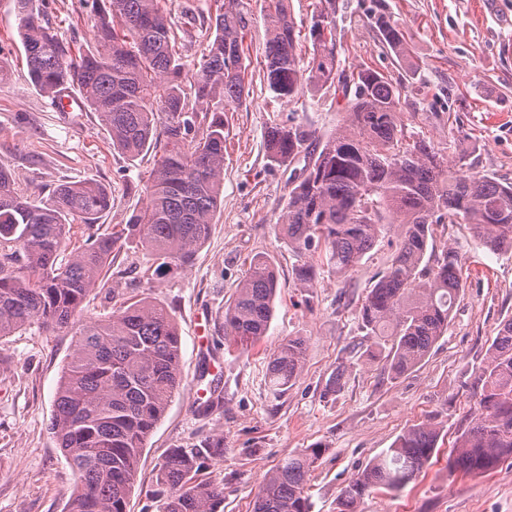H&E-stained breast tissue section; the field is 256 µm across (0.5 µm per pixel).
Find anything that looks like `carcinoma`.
<instances>
[{
  "instance_id": "carcinoma-1",
  "label": "carcinoma",
  "mask_w": 512,
  "mask_h": 512,
  "mask_svg": "<svg viewBox=\"0 0 512 512\" xmlns=\"http://www.w3.org/2000/svg\"><path fill=\"white\" fill-rule=\"evenodd\" d=\"M162 0H92L96 46L73 52L46 21L37 0H16L19 37L33 85L51 99L76 90L98 115L112 146L134 159L164 146L145 186L146 203L110 235H89L70 248V218L90 228L111 208L101 184L56 185L49 202L34 204L0 169V338L26 325L74 330L50 423L76 478L69 512H127L145 441L179 388L181 336L167 307L142 298L112 315L78 319L87 293L114 263L123 242L152 254L154 273L193 259L211 232L224 187L226 113L248 97L243 38L244 0H215V36L189 75L177 32ZM264 51L268 90L295 98L309 86L336 85L346 100L344 123L319 135L293 122L273 123L266 139L271 161L304 159L288 185L278 224L288 247L325 253L340 275L351 273L379 239L394 247L357 311L369 352L391 378L414 369L448 330L463 296L458 252L434 251V225L472 226L489 251L512 250V183L478 172L459 173L466 153L451 162L401 121L407 87L380 71H347L336 35V0H318L311 17L312 53L300 40L288 0H265ZM381 41L406 51L403 27L378 9ZM163 121H158V116ZM162 129H157V123ZM71 250L65 264L59 255ZM277 272L266 257L252 260L224 309V342L246 349L265 335L273 317ZM306 343L291 337L269 355L266 379L276 397L301 375ZM479 400L448 458V470L482 476L512 461V318L497 329L479 368ZM439 429L416 424L371 459L340 494L339 512H357L374 489L399 492L433 458ZM224 455L218 437L199 448L173 450L155 476L159 512H219L224 486L200 478ZM317 448L292 455L270 471L251 512H310L308 476Z\"/></svg>"
}]
</instances>
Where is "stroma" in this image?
I'll return each instance as SVG.
<instances>
[{"mask_svg": "<svg viewBox=\"0 0 512 512\" xmlns=\"http://www.w3.org/2000/svg\"><path fill=\"white\" fill-rule=\"evenodd\" d=\"M381 3L405 26L408 55L381 43L369 12ZM211 0H165L182 43L187 71H195L208 31L192 16ZM337 38L346 66H369L409 86L402 100L407 130L424 135L448 157L466 151L472 170L512 183V0H338ZM42 9L72 49L94 44V20L83 0H44ZM243 47L250 62L246 105L228 113L224 193L209 238L184 267L154 277L137 242L124 244L101 284L84 300L80 317L111 315L119 302L150 298L174 316L182 341V382L149 436L138 463L128 512H158L155 474L177 448L224 439V455L204 478L224 485V512H251L264 476L281 460L308 448L321 457L307 493L311 512H337L341 490L369 460L407 428L431 421L438 452L419 478L397 493L372 491L358 512H512V464L480 477L449 474L446 460L476 410L477 375L499 324L512 317V251L493 253L466 224H442L437 244L459 254L464 294L447 333L410 372L391 378L383 361L367 355L369 340L356 316L365 290L391 255L379 240L351 274L321 267L302 284L294 269L305 260L289 248L276 222L300 163L277 165L266 150L272 120H291L319 133L340 125L335 88L300 99L273 98L264 67V0H249ZM154 166L153 152L128 159L113 149L95 113L53 109L31 83L18 36L15 0H0V167L17 189L44 203L63 181L92 180L112 194V208L93 228L111 233L145 203L138 190ZM274 261L279 288L266 335L241 354L224 345V305L256 256ZM307 345L299 379L273 397L266 358L284 340ZM73 337L33 324L0 340V512H68L74 474L50 430L53 399ZM344 368V386L326 384ZM212 388L211 407L198 392Z\"/></svg>", "mask_w": 512, "mask_h": 512, "instance_id": "1", "label": "stroma"}]
</instances>
